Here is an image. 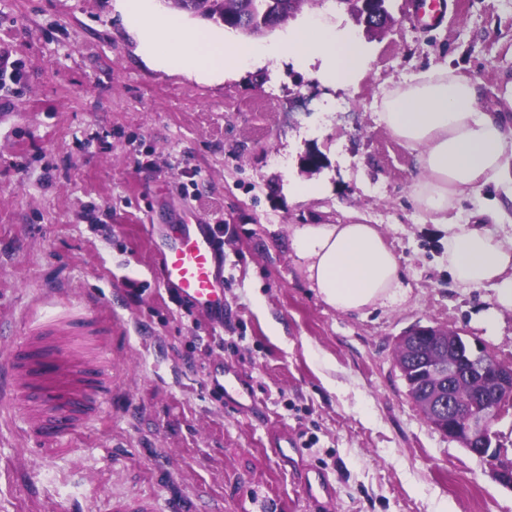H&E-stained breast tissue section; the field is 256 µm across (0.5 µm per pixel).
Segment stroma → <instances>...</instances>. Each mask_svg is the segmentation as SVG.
Masks as SVG:
<instances>
[{
	"instance_id": "obj_1",
	"label": "stroma",
	"mask_w": 512,
	"mask_h": 512,
	"mask_svg": "<svg viewBox=\"0 0 512 512\" xmlns=\"http://www.w3.org/2000/svg\"><path fill=\"white\" fill-rule=\"evenodd\" d=\"M115 0H0V369L29 321L89 302L112 323V396L57 446L25 433L0 396V512H512L488 461L436 431L395 363L415 324L482 342L512 365V314L498 335L479 320L483 288L448 274L438 235L413 200L414 154L380 122L385 91L444 66L477 83L482 106L512 124V0H455L446 22L366 32L333 0L257 36L281 39L313 16L355 33L369 63L326 84L296 60H268L221 83L148 66ZM348 107L328 112L325 99ZM322 157L307 171L306 154ZM321 191L295 201L290 183ZM500 204L512 238V182L462 202ZM224 242V314L165 286L158 250L192 215ZM378 225L412 292L395 308L346 315L310 288L291 238L300 224ZM250 394L228 404L224 368ZM293 440V462L280 438ZM324 472L331 503L303 491Z\"/></svg>"
}]
</instances>
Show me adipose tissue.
<instances>
[{
	"instance_id": "obj_1",
	"label": "adipose tissue",
	"mask_w": 512,
	"mask_h": 512,
	"mask_svg": "<svg viewBox=\"0 0 512 512\" xmlns=\"http://www.w3.org/2000/svg\"><path fill=\"white\" fill-rule=\"evenodd\" d=\"M379 119L416 153L414 200L443 233L449 275L458 285L492 290L484 325L496 331L503 315L512 314V245L457 215L463 199L503 179L512 161V126L481 109L475 83L445 69L388 91ZM292 246L311 288L337 312L361 314L406 297L400 263L377 225L301 224Z\"/></svg>"
}]
</instances>
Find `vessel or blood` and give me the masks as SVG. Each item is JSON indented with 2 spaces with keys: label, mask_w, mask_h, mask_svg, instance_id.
Masks as SVG:
<instances>
[{
  "label": "vessel or blood",
  "mask_w": 512,
  "mask_h": 512,
  "mask_svg": "<svg viewBox=\"0 0 512 512\" xmlns=\"http://www.w3.org/2000/svg\"><path fill=\"white\" fill-rule=\"evenodd\" d=\"M447 12V0H412L417 27H439ZM160 273L192 305L213 314L223 310L224 252L211 225H181L161 251ZM111 336V327L74 307L28 324L11 351L5 389L24 399L29 436L69 437L102 411L112 388ZM303 489L314 501L332 497L330 483L318 473L305 475Z\"/></svg>",
  "instance_id": "obj_1"
}]
</instances>
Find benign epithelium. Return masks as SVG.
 I'll list each match as a JSON object with an SVG mask.
<instances>
[{
	"label": "benign epithelium",
	"mask_w": 512,
	"mask_h": 512,
	"mask_svg": "<svg viewBox=\"0 0 512 512\" xmlns=\"http://www.w3.org/2000/svg\"><path fill=\"white\" fill-rule=\"evenodd\" d=\"M443 329L416 325L399 337L395 354L420 336H441ZM403 378L428 374L437 379L427 399L430 424L479 459L493 461V424L512 407V366L497 361L476 341L448 334L434 357L397 363Z\"/></svg>",
	"instance_id": "1"
}]
</instances>
